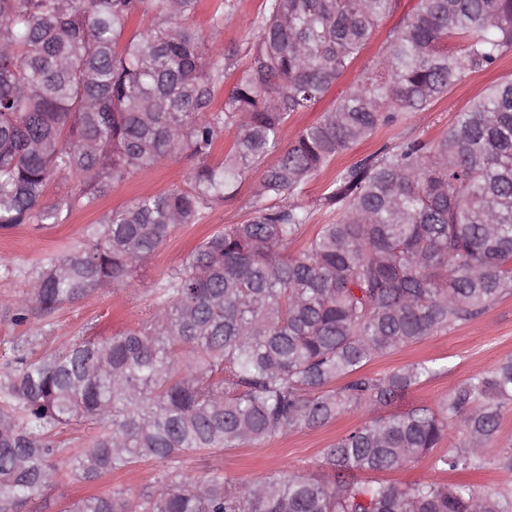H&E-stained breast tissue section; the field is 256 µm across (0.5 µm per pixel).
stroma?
Segmentation results:
<instances>
[{
	"label": "stroma",
	"mask_w": 512,
	"mask_h": 512,
	"mask_svg": "<svg viewBox=\"0 0 512 512\" xmlns=\"http://www.w3.org/2000/svg\"><path fill=\"white\" fill-rule=\"evenodd\" d=\"M417 0H397L394 12L383 22L373 41L342 78V85L355 81L365 67L374 65L388 32L399 26L403 17L413 11ZM263 0H235V7L218 31L213 34L216 47H243L251 21L262 11ZM512 74V56L490 70L473 73L453 81L444 97L424 112H413L398 123L381 127L370 139L336 158L316 173L305 185L303 197L313 202L326 190L337 170L385 146L406 139L433 141L444 135L458 114L470 101L502 76ZM339 94L331 89L318 103L304 112L294 113L281 129L275 151L262 165L244 174L236 197L229 203L206 212L197 224L175 229L165 243L135 274L129 284L104 288L91 293L79 303L65 307L55 317L50 332L43 335L42 348L55 349L93 330L100 336L134 324L150 314L151 290L174 268L206 234L226 224H237L250 215L253 190L265 167L276 163L295 141L299 132L330 110ZM191 166L188 159L175 157L154 168L138 172L114 185L98 208L72 210L59 224L36 227L24 224L0 229V302L18 297L26 290L23 272L41 258L79 246L84 241L87 225L95 223L101 212L119 207L131 198L184 185ZM512 355V295L502 298L484 314L446 332L426 337L416 343L378 356L369 362L365 373L382 374L403 365L436 359L444 369L436 376L411 389L389 406V413H399L416 405H435L448 392L468 379L487 373L498 360ZM367 418L363 412H346L332 422L314 429L293 431L283 436L229 448L209 454H192L177 465L154 460L141 463L129 472L101 478L96 483L81 484L62 480L40 500L28 503L23 512H61L68 502L83 496L108 493L119 488L139 490L157 481L180 483L190 478L205 477L215 472L232 480H254L271 474L300 469L316 471L326 448ZM386 481L405 486L415 482L457 483L482 492H512V471L500 469L494 462L482 468L443 473L433 470L430 459H422L397 471L385 473Z\"/></svg>",
	"instance_id": "obj_1"
}]
</instances>
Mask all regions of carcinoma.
Here are the masks:
<instances>
[{"label": "carcinoma", "instance_id": "obj_1", "mask_svg": "<svg viewBox=\"0 0 512 512\" xmlns=\"http://www.w3.org/2000/svg\"><path fill=\"white\" fill-rule=\"evenodd\" d=\"M200 0H0V228L60 224L166 159L195 161L185 187L138 196L91 225L89 242L42 258L6 305L20 325L129 283L175 228L230 199L372 41L395 0H265L248 61L209 48ZM149 16L127 35L132 19ZM512 53V0H418L382 59L264 170L251 217L205 236L153 289L151 319L58 350L11 336L0 368V512L56 483L51 459L93 483L146 459L239 448L337 415L373 413L435 375L420 361L362 373L375 357L475 319L512 293V74L474 98L439 140H405L341 169L319 198L332 218L296 256L315 172L449 83ZM232 144L212 163L224 132ZM78 192L41 205L49 183ZM338 380L344 384L337 388ZM512 405V357L434 408L372 417L326 449L321 474L233 485L213 473L138 492L89 495L62 512H512V495L462 485L362 483L439 447L441 471L476 469ZM93 431L66 442L60 429Z\"/></svg>", "mask_w": 512, "mask_h": 512}]
</instances>
